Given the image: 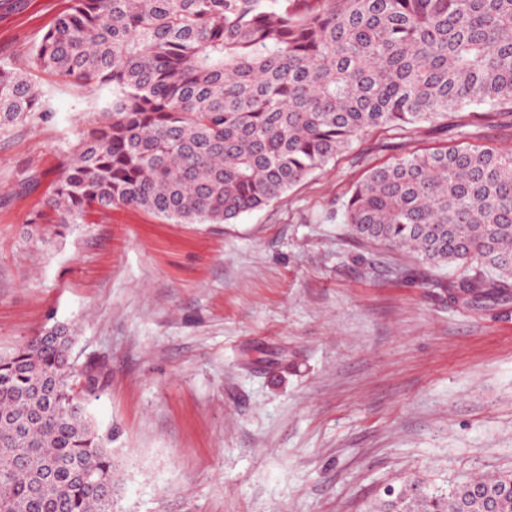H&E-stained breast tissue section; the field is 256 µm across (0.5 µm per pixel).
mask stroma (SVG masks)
Segmentation results:
<instances>
[{
	"mask_svg": "<svg viewBox=\"0 0 512 512\" xmlns=\"http://www.w3.org/2000/svg\"><path fill=\"white\" fill-rule=\"evenodd\" d=\"M71 0H0V60L45 110L0 128V355L55 324L96 377L120 512H372L419 479L512 472V306L453 303L464 265L357 240L342 204L374 166L453 142L366 132L229 224L118 207L38 221L108 88L39 70Z\"/></svg>",
	"mask_w": 512,
	"mask_h": 512,
	"instance_id": "1",
	"label": "stroma"
}]
</instances>
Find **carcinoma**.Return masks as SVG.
<instances>
[{
    "mask_svg": "<svg viewBox=\"0 0 512 512\" xmlns=\"http://www.w3.org/2000/svg\"><path fill=\"white\" fill-rule=\"evenodd\" d=\"M35 65L112 90L46 200L50 222L143 209L224 224L282 198L364 133L512 126V0H72ZM42 107L0 62V128ZM359 240L467 265L453 302L512 300V149L449 144L372 168ZM74 334L0 357V512H115L112 437L75 392ZM382 512H512V472L401 492Z\"/></svg>",
    "mask_w": 512,
    "mask_h": 512,
    "instance_id": "cac0c4a2",
    "label": "carcinoma"
}]
</instances>
